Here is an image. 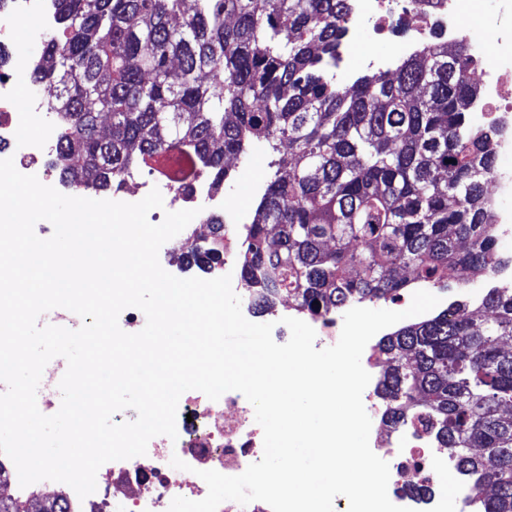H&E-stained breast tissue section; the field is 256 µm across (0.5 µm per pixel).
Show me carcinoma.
Segmentation results:
<instances>
[{"instance_id": "1", "label": "carcinoma", "mask_w": 512, "mask_h": 512, "mask_svg": "<svg viewBox=\"0 0 512 512\" xmlns=\"http://www.w3.org/2000/svg\"><path fill=\"white\" fill-rule=\"evenodd\" d=\"M28 83L54 88L51 166L80 191L186 163L220 190L254 140L278 152L242 277L260 312L288 297L307 316L404 288L486 280L500 263L490 184L501 126L474 121L464 44L422 45L391 72L336 82L350 0H53ZM184 255L210 271L216 240ZM512 290L487 289L383 336L382 422L433 431L472 485V512H512ZM0 497V512H55Z\"/></svg>"}]
</instances>
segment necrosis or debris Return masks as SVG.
<instances>
[{
  "label": "necrosis or debris",
  "instance_id": "4bbe7bcc",
  "mask_svg": "<svg viewBox=\"0 0 512 512\" xmlns=\"http://www.w3.org/2000/svg\"><path fill=\"white\" fill-rule=\"evenodd\" d=\"M461 6L462 0H436L432 6L426 0H351L349 26L372 35L392 19L407 21L411 36L400 48L404 54L436 39L466 42L475 61L470 76L480 90L479 111L512 117V31L504 32L495 48H487L475 30L461 23ZM51 23L49 0H12L9 9H0V50L7 52L0 63L5 67L0 74V159L11 157V144L24 142L26 159L16 162V169L36 175L46 185L51 184L52 174L39 160L51 155L57 140L49 123L52 103L45 97L19 101L17 85L33 61L9 45L13 28H43ZM187 184V189L179 190L172 180L158 175L139 183L137 195L142 198L159 189L177 211L198 208L204 200L219 204L207 180L191 177ZM253 414V406L237 391L216 401L200 392L187 393L178 406L177 439H151L147 455L114 461L111 468L98 472L97 488L86 498H79L67 484L55 483L59 508L61 512H168L175 497L203 499L207 485L200 471L235 476L261 459L263 435ZM373 446L391 461L388 493L396 504L413 512H447L444 498L434 495L424 502L407 492L411 486L430 485L446 464L430 433L419 427L381 428ZM175 457L186 462V469L171 466Z\"/></svg>",
  "mask_w": 512,
  "mask_h": 512
}]
</instances>
